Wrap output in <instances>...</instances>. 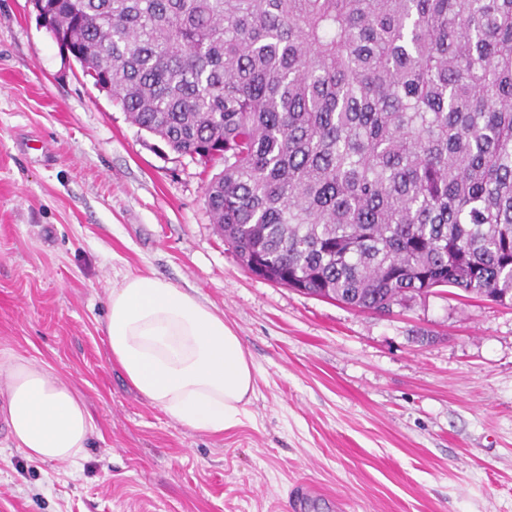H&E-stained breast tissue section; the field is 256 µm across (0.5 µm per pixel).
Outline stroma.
Returning a JSON list of instances; mask_svg holds the SVG:
<instances>
[{"label":"stroma","mask_w":512,"mask_h":512,"mask_svg":"<svg viewBox=\"0 0 512 512\" xmlns=\"http://www.w3.org/2000/svg\"><path fill=\"white\" fill-rule=\"evenodd\" d=\"M222 168L132 124L30 0H0V357L50 364L95 426L76 462H40L0 420V512H512V307L440 287L376 313L253 276L206 208ZM130 273L240 336L241 424L191 431L112 363Z\"/></svg>","instance_id":"stroma-1"}]
</instances>
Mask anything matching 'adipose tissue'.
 I'll return each instance as SVG.
<instances>
[{
	"mask_svg": "<svg viewBox=\"0 0 512 512\" xmlns=\"http://www.w3.org/2000/svg\"><path fill=\"white\" fill-rule=\"evenodd\" d=\"M105 334L128 383L182 426L217 434L245 416L255 370L239 336L171 281L125 276L108 296ZM0 417L13 447L40 461L76 460L94 429L72 383L15 356L0 362Z\"/></svg>",
	"mask_w": 512,
	"mask_h": 512,
	"instance_id": "obj_1",
	"label": "adipose tissue"
}]
</instances>
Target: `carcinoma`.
I'll return each instance as SVG.
<instances>
[{
    "label": "carcinoma",
    "mask_w": 512,
    "mask_h": 512,
    "mask_svg": "<svg viewBox=\"0 0 512 512\" xmlns=\"http://www.w3.org/2000/svg\"><path fill=\"white\" fill-rule=\"evenodd\" d=\"M252 274L387 312L512 306V0H43Z\"/></svg>",
    "instance_id": "1"
}]
</instances>
